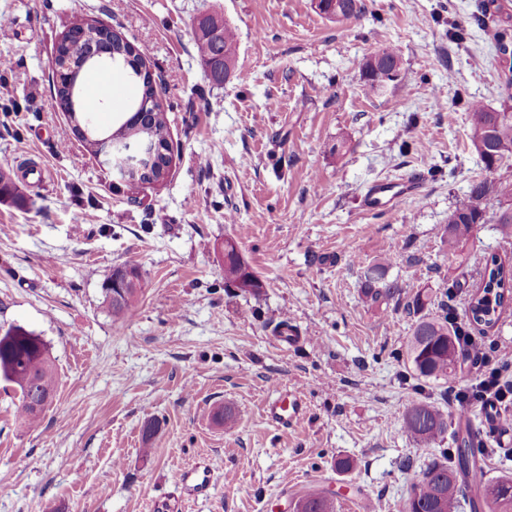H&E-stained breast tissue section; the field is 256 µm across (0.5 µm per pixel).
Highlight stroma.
Returning <instances> with one entry per match:
<instances>
[{"instance_id":"obj_1","label":"stroma","mask_w":512,"mask_h":512,"mask_svg":"<svg viewBox=\"0 0 512 512\" xmlns=\"http://www.w3.org/2000/svg\"><path fill=\"white\" fill-rule=\"evenodd\" d=\"M364 4L336 21L313 0H0V168L25 198L0 200V333L41 336L57 378L30 425L0 382V512H153L163 499L175 512H292L309 492L337 512H404L435 453L403 412L424 400L448 411L449 388L477 378L465 362L454 382L417 383L408 301L424 289L465 319L486 258L512 255L492 223L462 262L441 242L485 176L466 104L497 109L507 92L492 33L474 21L479 0ZM202 14L237 34L220 85L194 45ZM77 17L110 23L160 77L162 184L113 178L54 110V50ZM386 47L402 66L374 92L362 65ZM378 180L419 188L371 213L362 198ZM228 240L259 294L225 287ZM127 262L141 291L116 322L102 284ZM375 263L399 294L371 304L363 271ZM284 319L294 342L275 333ZM277 387L303 391L298 425L266 419ZM221 406L233 426L215 422ZM207 462L218 465L207 495L178 484Z\"/></svg>"}]
</instances>
